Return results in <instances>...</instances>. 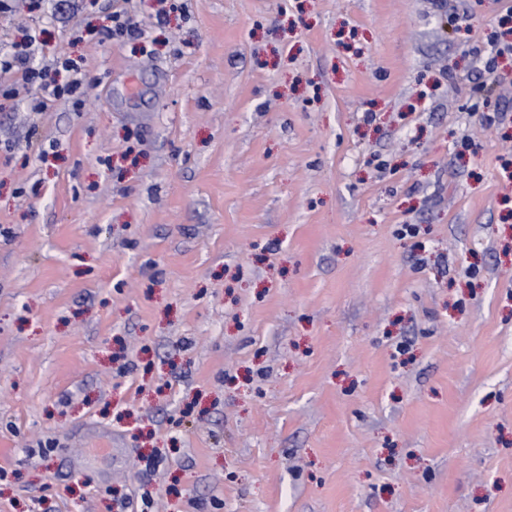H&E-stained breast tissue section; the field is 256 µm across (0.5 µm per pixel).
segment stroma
I'll list each match as a JSON object with an SVG mask.
<instances>
[{
	"label": "stroma",
	"instance_id": "35a3bbf8",
	"mask_svg": "<svg viewBox=\"0 0 512 512\" xmlns=\"http://www.w3.org/2000/svg\"><path fill=\"white\" fill-rule=\"evenodd\" d=\"M507 23L12 0L86 88L0 96V512H512Z\"/></svg>",
	"mask_w": 512,
	"mask_h": 512
}]
</instances>
